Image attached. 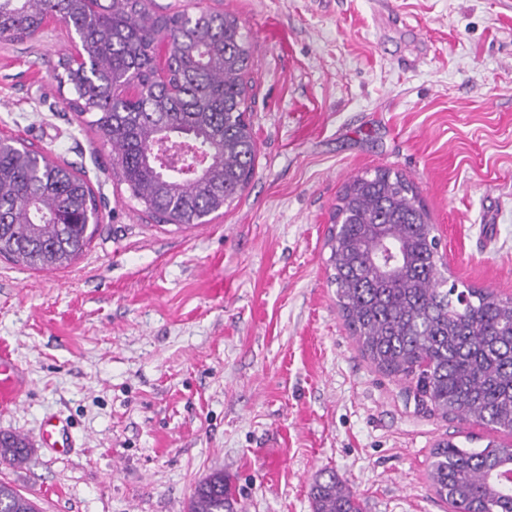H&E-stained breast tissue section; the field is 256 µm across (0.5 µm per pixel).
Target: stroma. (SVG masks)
Wrapping results in <instances>:
<instances>
[{"mask_svg":"<svg viewBox=\"0 0 512 512\" xmlns=\"http://www.w3.org/2000/svg\"><path fill=\"white\" fill-rule=\"evenodd\" d=\"M252 46L255 176L209 223L150 219L53 73L49 21L0 39V138L85 173L101 200L86 251L53 271L0 259V350L22 389L0 433L28 458L0 480L39 512H185L228 476L237 512H313L331 469L365 512H454L436 444L512 435L417 406L360 353L327 244L348 181L415 185L449 278L512 296V0H201ZM69 450L39 442L46 421Z\"/></svg>","mask_w":512,"mask_h":512,"instance_id":"35a3bbf8","label":"stroma"}]
</instances>
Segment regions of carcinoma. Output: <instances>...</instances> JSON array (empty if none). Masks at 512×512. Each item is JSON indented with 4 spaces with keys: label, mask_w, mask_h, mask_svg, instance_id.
Masks as SVG:
<instances>
[{
    "label": "carcinoma",
    "mask_w": 512,
    "mask_h": 512,
    "mask_svg": "<svg viewBox=\"0 0 512 512\" xmlns=\"http://www.w3.org/2000/svg\"><path fill=\"white\" fill-rule=\"evenodd\" d=\"M65 24L81 61L60 59L69 105L90 113L110 144L119 184L160 224L203 223L231 205L255 174L246 112L252 52L239 19L199 6L159 12L152 0H0V39L23 41L46 19ZM99 204L67 164L30 162L25 145H0V256L41 270L69 266L94 230ZM328 239L339 312L362 355L415 385L443 417L512 434V297L459 288L441 271L439 239L413 183L389 169L348 182ZM28 444L0 434V461L18 464ZM512 452L490 440L437 444L428 473L456 512H512ZM313 512H362L333 471L311 487ZM0 512H37L0 481ZM188 512H234L224 472L195 488Z\"/></svg>",
    "instance_id": "cac0c4a2"
}]
</instances>
